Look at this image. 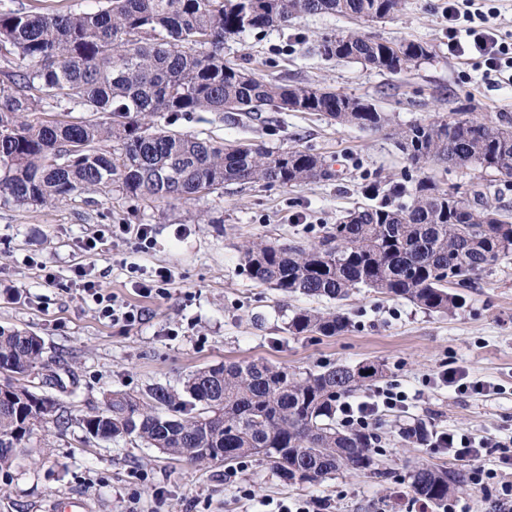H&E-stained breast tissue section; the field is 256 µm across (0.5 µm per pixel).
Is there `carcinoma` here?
I'll return each instance as SVG.
<instances>
[{
	"label": "carcinoma",
	"mask_w": 512,
	"mask_h": 512,
	"mask_svg": "<svg viewBox=\"0 0 512 512\" xmlns=\"http://www.w3.org/2000/svg\"><path fill=\"white\" fill-rule=\"evenodd\" d=\"M403 0H105L95 12L29 14L0 11V47L19 71L0 86V206L45 208L73 194L112 185L141 199L190 200L227 182L292 187L334 178L320 157L300 149L274 152L263 144L184 134L155 123L198 112H321L340 126L372 132L391 118L368 100L312 84L267 79L224 60V39L248 30L286 27L302 14L391 17ZM327 59L400 73L432 55L422 42L372 39L357 30L332 32L318 46ZM65 103L64 112L45 107ZM85 112L93 118L74 117ZM413 166L431 161L500 176L512 189V116L491 119L437 115L392 130ZM365 202L319 240L279 246L243 245L248 275L287 294L341 301L355 288L407 300L433 313L463 306L460 290L490 276L512 254V224L500 218L491 191L470 203L428 178L365 187ZM349 319L339 311L300 309L294 334L337 336ZM0 366L12 368L0 386V467L12 465L37 424L56 403L21 378L48 367L41 337L0 329ZM379 373L370 363L322 372H295L251 360L191 374L181 389L162 384L140 396L110 392L86 414L92 437L131 435L150 448L196 464L228 466L254 458L286 481L321 482L341 469L374 466L375 435L336 426V403ZM414 446L431 432H403ZM414 493L448 509L467 481L461 469L419 467Z\"/></svg>",
	"instance_id": "carcinoma-1"
}]
</instances>
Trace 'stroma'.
<instances>
[{
  "instance_id": "1",
  "label": "stroma",
  "mask_w": 512,
  "mask_h": 512,
  "mask_svg": "<svg viewBox=\"0 0 512 512\" xmlns=\"http://www.w3.org/2000/svg\"><path fill=\"white\" fill-rule=\"evenodd\" d=\"M448 0H405L397 15L379 22L337 15H305L285 28L249 30L224 42V58L244 61L269 78L328 87L368 99L393 124L466 110L477 116L512 115V70H492L475 55L448 52ZM359 29L370 37L418 41L433 56L417 68L389 74L349 61L322 58L317 47L330 32ZM274 123L236 113H205L180 120L175 131L273 150L300 148L332 163L335 180L295 188L229 183L200 199L151 202L116 189L73 195L46 208L0 207V328L41 336L48 369H35L30 387L55 398L54 419L38 425L27 450L0 469V512H46L52 500L86 499L92 512H274L279 502L320 500L326 512H390L391 491H404L399 512H424L409 490L418 466H454L441 448L404 447L400 429L419 421L434 432L459 430L473 437L512 438V257L493 275L465 290L452 314L428 313L404 300L367 289L341 302L351 326L342 335L291 334L294 310L330 309L327 300L289 296L244 272L240 248L252 240L308 242L362 202L366 181L428 177L471 197L473 183H493L494 173L409 164L388 133L340 127L319 112H278ZM210 221L195 223L197 213ZM149 225L154 245L141 250L134 235L112 227ZM103 239L102 250H82L83 239ZM57 276L45 285L40 270ZM144 270L171 267L166 295L140 297L129 264ZM118 301L142 309L124 329L100 319L91 300L72 282L75 267ZM263 359L294 371H323L363 361L382 374L355 393L365 399L380 388L411 394L408 407L380 414L375 433L377 471L342 470L315 484L281 479L267 465L244 459L233 467L197 465L145 447L131 438L88 437L82 419L105 394L139 395L156 384L179 385L197 370ZM457 367L487 391L459 392L436 384L437 374ZM476 467L496 472L486 487L464 484L456 512H491L512 467L499 453Z\"/></svg>"
}]
</instances>
